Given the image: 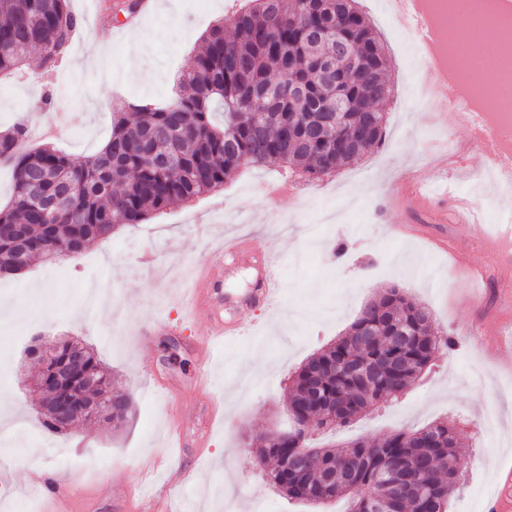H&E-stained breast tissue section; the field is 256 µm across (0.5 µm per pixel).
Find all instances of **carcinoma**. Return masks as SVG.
Masks as SVG:
<instances>
[{
	"mask_svg": "<svg viewBox=\"0 0 512 512\" xmlns=\"http://www.w3.org/2000/svg\"><path fill=\"white\" fill-rule=\"evenodd\" d=\"M356 0H247L215 24L181 72L189 88L163 107L129 105L112 116V134L82 158L51 145L25 149L21 124L0 133V162L12 171L13 192L0 208V273L36 261L55 262L106 239L118 224H142L176 202L216 191L239 168L271 160L308 179L347 167L382 140L390 95L387 58ZM79 21L69 0H0V76L18 71L33 48L41 65L62 54V26ZM259 103L263 117L250 116ZM342 112L339 122L325 114ZM364 334L374 339L358 345ZM432 318L401 289L369 301L343 336L308 358L284 394L298 426L254 437L269 486L295 500L323 503L362 493L348 512H380L366 492L393 501L399 512H448L459 469L456 438L446 422L345 447L314 448L309 424L326 431L398 401L430 366L437 345ZM367 367L360 378L340 362ZM111 388L94 349L49 400L82 404ZM132 397L112 394V421L131 415Z\"/></svg>",
	"mask_w": 512,
	"mask_h": 512,
	"instance_id": "cac0c4a2",
	"label": "carcinoma"
}]
</instances>
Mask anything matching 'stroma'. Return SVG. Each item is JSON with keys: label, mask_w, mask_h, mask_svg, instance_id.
Returning <instances> with one entry per match:
<instances>
[{"label": "stroma", "mask_w": 512, "mask_h": 512, "mask_svg": "<svg viewBox=\"0 0 512 512\" xmlns=\"http://www.w3.org/2000/svg\"><path fill=\"white\" fill-rule=\"evenodd\" d=\"M124 0H70L80 19L54 80L39 77L38 54L0 78V131L28 127V147L50 144L81 157L112 132L114 106L165 105L175 96L174 73L188 68L201 37L233 15L240 0H161L139 20L140 38L119 34L109 17ZM383 44L392 93L382 143L334 175L309 180L281 164L239 170L223 189L177 203L142 224L117 228L76 257L37 263L21 276L0 275V464L16 494L12 512H125V488L155 486L162 473L188 469L191 479L168 486L183 512H254L252 491L265 492L263 512H344L345 502L311 505L270 492L251 441L285 428L283 391L312 353L342 336L379 289L398 286L429 309L445 350L392 405L368 411L335 433H316L315 445L380 438L433 421L453 425L467 461L448 512H485L497 470L512 468V238L497 224L511 207L479 180L481 155L465 164L437 155L436 144L463 143L456 113L430 112L415 94L418 63L413 38L382 9L358 0ZM59 118L67 133L47 137ZM439 170L479 216L478 223H433L395 198L404 180ZM292 194L276 197L269 185ZM267 236L275 251L271 302L251 303L264 270L224 268L221 300L192 314L182 286L204 266L218 236ZM104 278L117 313L86 312L85 281ZM236 321L238 336L219 345L207 386L198 382L196 342L211 321ZM50 341L77 337L98 353L120 389L134 400L121 429L78 425L51 434L40 422L38 395L29 389L38 362L19 332ZM177 394L180 413L166 402ZM58 481L55 499L31 497L37 478Z\"/></svg>", "instance_id": "35a3bbf8"}]
</instances>
